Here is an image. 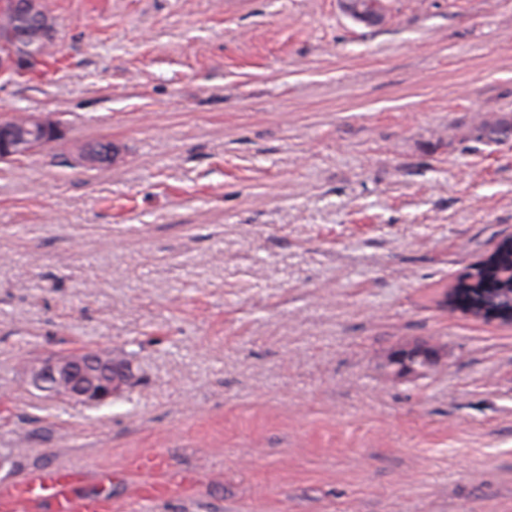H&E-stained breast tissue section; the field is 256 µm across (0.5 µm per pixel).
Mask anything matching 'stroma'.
Listing matches in <instances>:
<instances>
[{"label":"stroma","mask_w":512,"mask_h":512,"mask_svg":"<svg viewBox=\"0 0 512 512\" xmlns=\"http://www.w3.org/2000/svg\"><path fill=\"white\" fill-rule=\"evenodd\" d=\"M0 119V481L55 463L158 512H512V321L448 307L512 243V0H43ZM112 143L87 166V145ZM434 363L398 376L400 349ZM111 349V404L29 363ZM156 452L166 471L137 456ZM41 0H26L22 5L25 16L38 27L39 34L48 41L54 38V27L50 26L41 11ZM24 119L22 116H13L0 124H20ZM60 136L61 130L57 123L38 116H29L21 126L12 129L11 135L3 132L1 134L0 130V160L28 154L56 142Z\"/></svg>","instance_id":"stroma-1"}]
</instances>
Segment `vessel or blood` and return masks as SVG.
Segmentation results:
<instances>
[{"label":"vessel or blood","instance_id":"obj_1","mask_svg":"<svg viewBox=\"0 0 512 512\" xmlns=\"http://www.w3.org/2000/svg\"><path fill=\"white\" fill-rule=\"evenodd\" d=\"M77 469L54 466L26 475L8 484L0 494V512H106L107 499L102 495H81L75 490Z\"/></svg>","mask_w":512,"mask_h":512}]
</instances>
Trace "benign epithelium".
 Masks as SVG:
<instances>
[{
  "label": "benign epithelium",
  "instance_id": "7a95c632",
  "mask_svg": "<svg viewBox=\"0 0 512 512\" xmlns=\"http://www.w3.org/2000/svg\"><path fill=\"white\" fill-rule=\"evenodd\" d=\"M381 0H357L353 16L369 20L379 16ZM25 16L38 27L39 34L48 41L54 38V27L42 15L41 0H26L22 5ZM42 47L21 41L17 33L0 41V74H21L31 71L40 60ZM57 123L38 116H29L25 122L12 129V134L0 133V160L28 154L60 139ZM461 295L455 298V306L474 315H494L512 318V291L488 288L482 292L477 306ZM432 354L423 348L400 351L391 359L398 375L411 374L430 366ZM96 360L89 352L73 353L44 359L30 368V383L37 390L50 396L81 403L85 406L104 403L123 390L124 378L112 375L98 378L94 368Z\"/></svg>",
  "mask_w": 512,
  "mask_h": 512
}]
</instances>
